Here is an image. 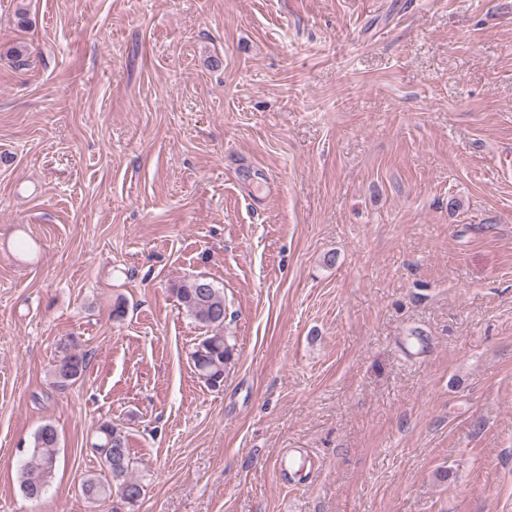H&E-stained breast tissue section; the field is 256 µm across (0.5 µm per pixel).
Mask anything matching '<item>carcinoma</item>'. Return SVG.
Here are the masks:
<instances>
[{
	"label": "carcinoma",
	"instance_id": "carcinoma-1",
	"mask_svg": "<svg viewBox=\"0 0 512 512\" xmlns=\"http://www.w3.org/2000/svg\"><path fill=\"white\" fill-rule=\"evenodd\" d=\"M208 279L185 278L174 288L179 305L198 323L211 329L192 351V362L198 378L208 387L218 389L224 382V372L230 364L233 347L224 336V292L203 288ZM87 354L75 340L60 347V357L52 371V384L64 390L77 382L86 371ZM94 452L100 456L110 478L88 474L81 480L82 497L90 504L114 503L112 512H135L143 496L142 481L132 474L131 452L124 429L107 421L98 423ZM59 436L56 428L46 423L34 433L27 448L28 460L20 474L24 496L38 502L43 497L55 467Z\"/></svg>",
	"mask_w": 512,
	"mask_h": 512
}]
</instances>
